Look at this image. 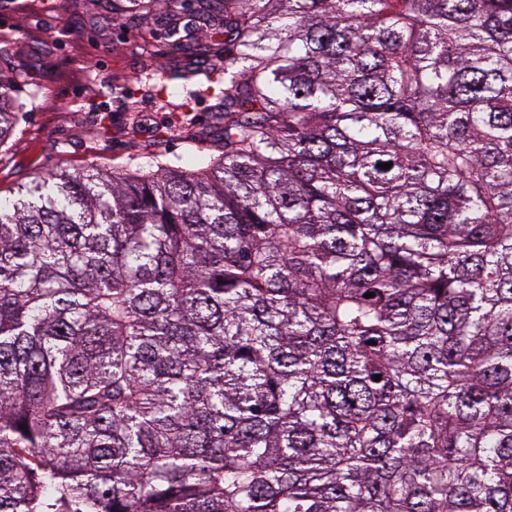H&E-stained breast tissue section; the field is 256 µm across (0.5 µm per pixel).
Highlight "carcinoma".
Wrapping results in <instances>:
<instances>
[{
  "mask_svg": "<svg viewBox=\"0 0 512 512\" xmlns=\"http://www.w3.org/2000/svg\"><path fill=\"white\" fill-rule=\"evenodd\" d=\"M200 8L193 164L0 206V512H512V0Z\"/></svg>",
  "mask_w": 512,
  "mask_h": 512,
  "instance_id": "cac0c4a2",
  "label": "carcinoma"
}]
</instances>
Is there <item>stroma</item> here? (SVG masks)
Returning a JSON list of instances; mask_svg holds the SVG:
<instances>
[{"mask_svg": "<svg viewBox=\"0 0 512 512\" xmlns=\"http://www.w3.org/2000/svg\"><path fill=\"white\" fill-rule=\"evenodd\" d=\"M140 44L133 17L113 22L112 0L84 10L71 0H0V49L38 74L14 94L22 108L0 145V198L58 165L147 168L156 154L186 158L208 139L214 97L167 78L187 53L160 48L147 69Z\"/></svg>", "mask_w": 512, "mask_h": 512, "instance_id": "35a3bbf8", "label": "stroma"}]
</instances>
